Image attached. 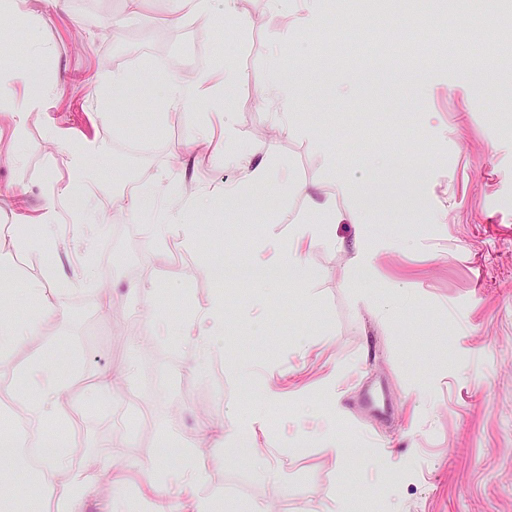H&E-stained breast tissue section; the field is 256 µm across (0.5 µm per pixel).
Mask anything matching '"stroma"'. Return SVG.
Wrapping results in <instances>:
<instances>
[{"instance_id":"stroma-1","label":"stroma","mask_w":512,"mask_h":512,"mask_svg":"<svg viewBox=\"0 0 512 512\" xmlns=\"http://www.w3.org/2000/svg\"><path fill=\"white\" fill-rule=\"evenodd\" d=\"M433 0H394L345 48L306 20L289 24L271 0H224L192 12L183 0H141L121 28L123 0H14L0 20V63L40 71L51 90L32 112L19 145L0 140V252L18 284L7 305L17 323L32 310L34 285L60 299L66 318L0 355V429L20 443L32 435L16 374L33 351L51 349L62 366L79 355L59 404L78 444L71 465L118 468L119 485H99L81 512H107L113 494L147 497L151 512L168 484L144 492L159 470V436L196 441L205 425L232 428L236 415L262 411L257 452L226 456L196 449L202 494L226 512H334L337 501L374 494L383 512H512V0H475V9ZM180 13V25L170 24ZM431 33L447 26L480 31L479 46L421 44L392 59L361 55L363 43L399 39L403 23ZM279 65L294 94L288 106L267 101L260 79ZM231 66L240 79L224 108L211 97L172 108L165 89L195 70ZM122 71L131 84L120 101L101 75ZM229 125L235 143L276 174L244 201L218 197L237 171L199 145L208 128ZM91 152L93 178L69 197L59 142ZM20 162H12L10 151ZM340 179L368 202L365 227H328L325 243L298 251L310 278L290 274L241 279L255 241H286L320 215ZM184 198L215 197L191 210L194 243L181 227L160 232L127 201L153 193L159 210ZM54 213L44 251L12 244L21 220ZM371 274L359 277L360 254ZM224 266L215 281L210 266ZM92 267V280L79 279ZM135 284L154 286L147 298ZM224 297V337L208 361L195 360L181 323ZM251 367L250 384L227 368ZM123 378L109 398L94 396L99 372ZM168 373L187 403L158 402L151 418L131 412L127 392ZM279 398L266 402L268 390ZM351 456H331L314 434L322 415ZM311 440L276 480L261 476V454ZM14 488L0 512H58L50 485L23 470L0 472Z\"/></svg>"}]
</instances>
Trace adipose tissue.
<instances>
[{
  "label": "adipose tissue",
  "mask_w": 512,
  "mask_h": 512,
  "mask_svg": "<svg viewBox=\"0 0 512 512\" xmlns=\"http://www.w3.org/2000/svg\"><path fill=\"white\" fill-rule=\"evenodd\" d=\"M238 78L232 69H205L197 71L192 81L175 82L168 88L167 98L171 104L183 105L199 100L204 94H228ZM24 83L29 94L18 97L16 83ZM46 89L37 75L24 71L12 73L0 71V110H7L12 119L13 130H20L30 113L35 110ZM215 154L225 167L237 169L240 173L238 182L225 185L224 197H239L243 188L258 189L266 186L272 177L269 167L250 161L239 150L227 149L218 145ZM30 298L35 305L34 312L26 326L17 325L7 314L0 313V352L10 351L25 336L37 331L45 316L60 314L57 305L48 302L37 290H30ZM224 330V299L217 296L208 305L185 320L181 334L198 354L209 355L216 337ZM20 387L37 384L39 398L28 405L29 420L34 427H42L57 414V404L66 388L60 377V368L54 355L48 350L33 352L28 365L17 374ZM44 451L37 468L40 476L52 482L57 491L59 512H78V508L104 478V470L88 468L77 472L69 464L71 448L66 447L62 438L53 436L43 441ZM193 447L180 449L175 458V473L171 485L173 501L168 505V512H222L220 500L199 494L197 485L200 475L193 466H187L185 460L192 456Z\"/></svg>",
  "instance_id": "adipose-tissue-1"
}]
</instances>
